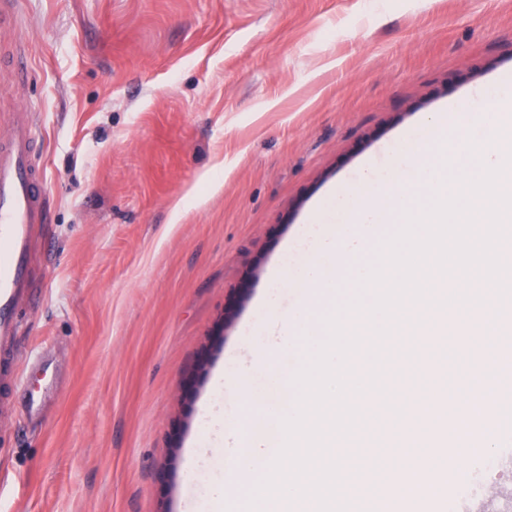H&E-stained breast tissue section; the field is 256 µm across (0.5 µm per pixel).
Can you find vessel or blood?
Instances as JSON below:
<instances>
[{
  "instance_id": "b4317fda",
  "label": "vessel or blood",
  "mask_w": 512,
  "mask_h": 512,
  "mask_svg": "<svg viewBox=\"0 0 512 512\" xmlns=\"http://www.w3.org/2000/svg\"><path fill=\"white\" fill-rule=\"evenodd\" d=\"M37 139L22 114L0 135V355L7 359L17 336L13 312L27 291L31 242L46 218V179L34 163Z\"/></svg>"
}]
</instances>
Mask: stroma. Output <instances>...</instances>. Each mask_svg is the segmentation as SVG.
<instances>
[{
  "instance_id": "35a3bbf8",
  "label": "stroma",
  "mask_w": 512,
  "mask_h": 512,
  "mask_svg": "<svg viewBox=\"0 0 512 512\" xmlns=\"http://www.w3.org/2000/svg\"><path fill=\"white\" fill-rule=\"evenodd\" d=\"M0 55V123L42 138L48 197L35 286L16 310L17 382L0 406V512H221L236 480L203 414L252 432L261 374L238 379L304 230L362 162L421 151L456 101L455 145L512 81V0H19ZM274 293L271 306L262 298ZM223 375L224 388L213 380Z\"/></svg>"
}]
</instances>
